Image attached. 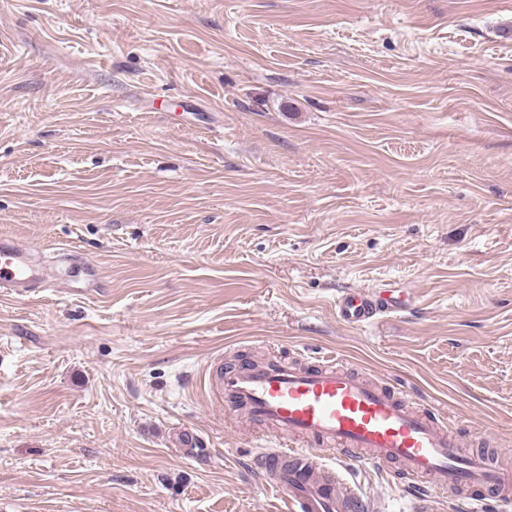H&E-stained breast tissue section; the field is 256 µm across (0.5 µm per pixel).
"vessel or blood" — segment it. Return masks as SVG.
I'll return each instance as SVG.
<instances>
[{"label": "vessel or blood", "mask_w": 512, "mask_h": 512, "mask_svg": "<svg viewBox=\"0 0 512 512\" xmlns=\"http://www.w3.org/2000/svg\"><path fill=\"white\" fill-rule=\"evenodd\" d=\"M41 282L33 250L1 236L0 292L29 298ZM396 309L376 292L356 288L336 300L338 316L357 325ZM203 390L232 423H258L270 432L254 463L287 512H382L346 478V457L394 466L398 479L430 481L472 504L487 487L501 501L512 500V467L463 453L458 435L405 389L352 370L260 361L216 368Z\"/></svg>", "instance_id": "b4317fda"}]
</instances>
